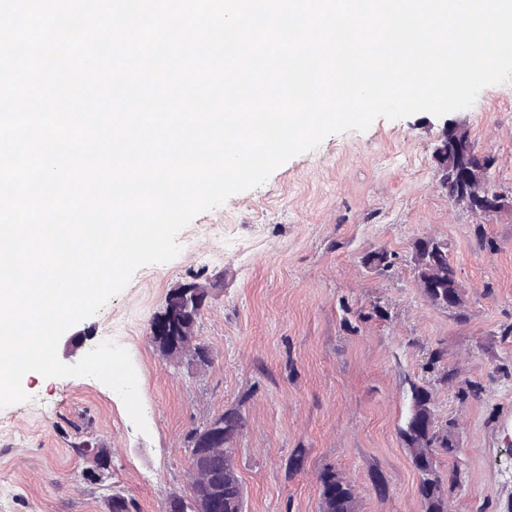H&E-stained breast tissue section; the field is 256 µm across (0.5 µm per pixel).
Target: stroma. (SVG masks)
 I'll return each mask as SVG.
<instances>
[{
    "label": "stroma",
    "instance_id": "stroma-1",
    "mask_svg": "<svg viewBox=\"0 0 512 512\" xmlns=\"http://www.w3.org/2000/svg\"><path fill=\"white\" fill-rule=\"evenodd\" d=\"M474 147L495 158L498 213L480 216L436 181L443 121L428 113L380 118L367 131L327 137L277 168L263 185L197 215L180 255L140 268L126 289L61 338L76 363L105 337L124 336L138 375L148 433L121 397L91 377L22 380L30 400L0 410V512H106L118 488L140 512L188 494V434L237 409L235 464L247 512H320L319 475L349 483L356 512H425L419 473L400 429L410 386L430 389L456 456L436 451L440 475L462 484L450 512H512V82L485 87L455 112ZM484 224L491 245L474 235ZM448 244L462 305H434L417 284L414 244ZM395 254L386 272L366 253ZM208 290L196 324L213 362L175 365L149 338L174 288ZM453 369L442 379L429 356ZM479 397L460 398L465 383ZM109 449L106 485L84 480L73 445Z\"/></svg>",
    "mask_w": 512,
    "mask_h": 512
}]
</instances>
